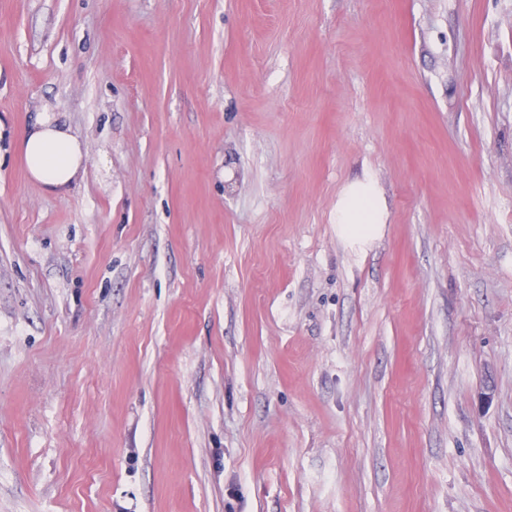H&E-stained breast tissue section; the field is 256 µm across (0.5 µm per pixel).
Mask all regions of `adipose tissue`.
<instances>
[{
    "label": "adipose tissue",
    "mask_w": 512,
    "mask_h": 512,
    "mask_svg": "<svg viewBox=\"0 0 512 512\" xmlns=\"http://www.w3.org/2000/svg\"><path fill=\"white\" fill-rule=\"evenodd\" d=\"M29 178L54 193H64L85 172L82 145L68 124L48 113L26 124L18 137ZM384 206L371 178L351 183L336 204V229L346 239L371 238Z\"/></svg>",
    "instance_id": "ef3b65f1"
}]
</instances>
